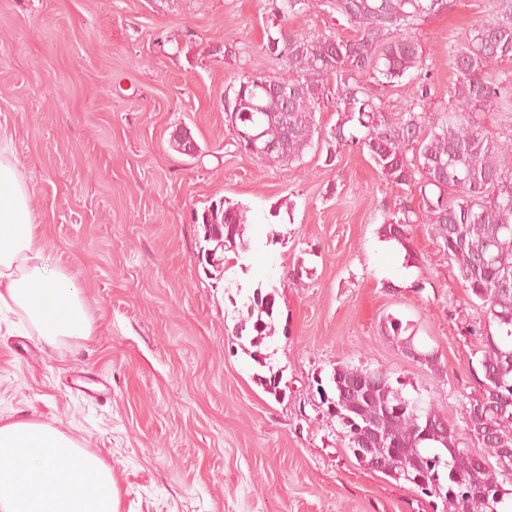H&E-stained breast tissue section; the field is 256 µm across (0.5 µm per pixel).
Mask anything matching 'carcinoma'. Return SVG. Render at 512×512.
I'll return each mask as SVG.
<instances>
[{"label": "carcinoma", "mask_w": 512, "mask_h": 512, "mask_svg": "<svg viewBox=\"0 0 512 512\" xmlns=\"http://www.w3.org/2000/svg\"><path fill=\"white\" fill-rule=\"evenodd\" d=\"M495 2L506 8L475 23L465 43L450 47L458 74L452 101L425 132V114L415 107L430 96V70L413 28L441 9L443 0H326L350 35L279 29L268 35L264 49L283 62L287 75H247L224 100L237 151L275 166L301 161L320 131L316 111L333 96L337 120L323 133L324 141L359 147L385 182L419 195L418 208L404 206L384 220L381 238L396 242L408 260L407 227L430 225L469 295L496 324L497 333L481 334L479 369L473 371L478 397L462 403L459 424L421 397L405 394L401 380L386 369L339 362L328 386L318 388L355 459L369 465L385 460L380 473L440 499L442 512H512L503 488L512 474L499 463L501 449L512 447V145L475 119L491 107L512 113V74L498 70L512 61V0ZM310 7V0H275L274 11L286 22ZM330 77L332 90L326 88ZM381 89L408 94L412 108L406 116H385ZM241 130L257 136L259 151L239 138ZM248 212L222 197L193 214L204 241L212 244L210 266L222 275L225 253L238 259L249 250ZM232 287L247 313L234 336L268 368L259 384L276 396L280 373L262 346L276 331L278 289L259 284L245 291L230 282L225 291ZM392 328L406 357L420 353L416 362L442 374L436 353L420 352L412 338H400L399 325Z\"/></svg>", "instance_id": "cac0c4a2"}]
</instances>
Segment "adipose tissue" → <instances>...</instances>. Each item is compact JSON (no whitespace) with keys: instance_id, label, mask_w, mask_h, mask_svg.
Listing matches in <instances>:
<instances>
[{"instance_id":"ef3b65f1","label":"adipose tissue","mask_w":512,"mask_h":512,"mask_svg":"<svg viewBox=\"0 0 512 512\" xmlns=\"http://www.w3.org/2000/svg\"><path fill=\"white\" fill-rule=\"evenodd\" d=\"M45 231L17 164L0 156V308L21 311L52 347L93 334L72 278L46 274ZM0 512H120L111 465L59 428L0 419Z\"/></svg>"}]
</instances>
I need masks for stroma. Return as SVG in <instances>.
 <instances>
[{
	"label": "stroma",
	"mask_w": 512,
	"mask_h": 512,
	"mask_svg": "<svg viewBox=\"0 0 512 512\" xmlns=\"http://www.w3.org/2000/svg\"><path fill=\"white\" fill-rule=\"evenodd\" d=\"M488 13L445 0L419 21L427 116L451 100L449 44ZM276 23L272 0H0V142L46 227L45 268L73 278L93 322L50 348L0 311V418L54 424L111 463L120 512H434L354 458L318 382L339 362L388 369L459 421L488 321L430 226L408 228L412 265L381 241L384 217L420 199L359 148L330 161L316 142L270 167L236 152L224 99L243 75L281 73L263 49ZM182 128L196 156L176 150ZM222 197L251 217L223 277L192 222ZM228 278L278 289L279 395L233 336ZM395 322L442 376L404 356Z\"/></svg>",
	"instance_id": "obj_1"
}]
</instances>
